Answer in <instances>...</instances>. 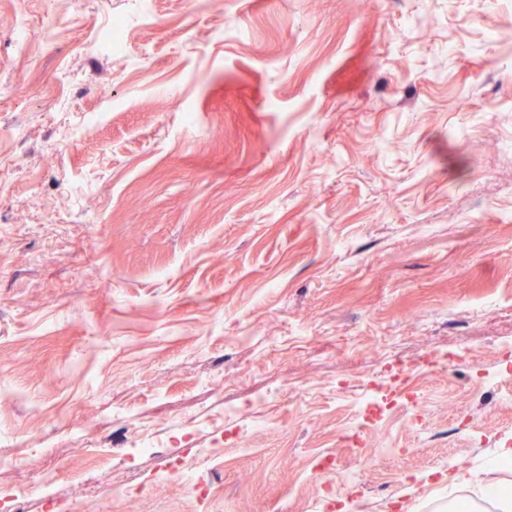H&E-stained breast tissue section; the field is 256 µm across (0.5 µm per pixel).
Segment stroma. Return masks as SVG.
Masks as SVG:
<instances>
[{
	"label": "stroma",
	"mask_w": 512,
	"mask_h": 512,
	"mask_svg": "<svg viewBox=\"0 0 512 512\" xmlns=\"http://www.w3.org/2000/svg\"><path fill=\"white\" fill-rule=\"evenodd\" d=\"M508 438L512 0H0V512H497ZM453 480L460 486L479 487L483 496L494 499L501 512L512 510V493L506 487H497V484L483 482L480 473L473 469L460 468L454 472Z\"/></svg>",
	"instance_id": "stroma-1"
}]
</instances>
